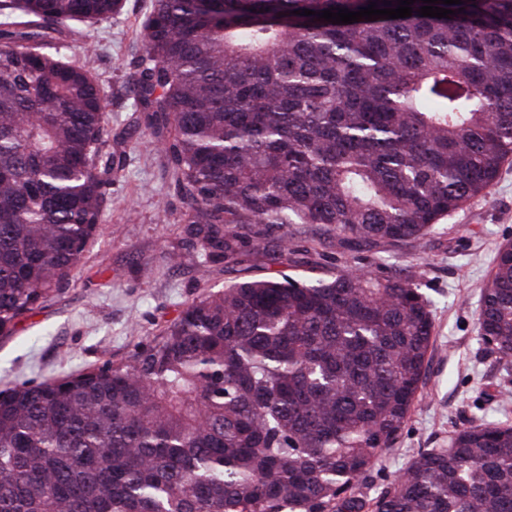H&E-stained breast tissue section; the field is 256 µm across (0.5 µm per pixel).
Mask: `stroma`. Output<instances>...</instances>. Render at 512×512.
<instances>
[{"label":"stroma","instance_id":"35a3bbf8","mask_svg":"<svg viewBox=\"0 0 512 512\" xmlns=\"http://www.w3.org/2000/svg\"><path fill=\"white\" fill-rule=\"evenodd\" d=\"M153 0H126L123 14L85 31L99 50L88 58L107 101L109 125L119 130L137 119L128 90L142 52L137 20ZM127 162L112 184L99 232L89 240L69 283L0 336V390L118 361L156 335L183 306L228 281L270 274L257 264L241 271L181 250L178 222L184 210L174 193L160 149L136 135ZM313 230L294 234L304 263L298 272L326 277L343 264L418 265L421 291L435 322L421 395L393 448L372 473L366 492L375 495L422 448H444L452 432L471 419H512V382L484 352L476 330L480 291L498 247L512 240V165H504L490 196L449 215L427 240L424 252L380 245L346 256L335 240L314 248ZM180 252L171 263V252Z\"/></svg>","mask_w":512,"mask_h":512}]
</instances>
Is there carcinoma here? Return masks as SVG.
I'll list each match as a JSON object with an SVG mask.
<instances>
[{"mask_svg":"<svg viewBox=\"0 0 512 512\" xmlns=\"http://www.w3.org/2000/svg\"><path fill=\"white\" fill-rule=\"evenodd\" d=\"M369 0H154L130 93L187 204L181 243L298 263L423 247L512 164V0L332 24ZM125 0H0V334L79 266L124 167L81 27ZM309 9L310 16L292 14ZM419 272L235 280L125 360L0 390V512H512V422L469 421L373 496L424 383ZM477 334L512 376V241Z\"/></svg>","mask_w":512,"mask_h":512,"instance_id":"obj_1","label":"carcinoma"}]
</instances>
